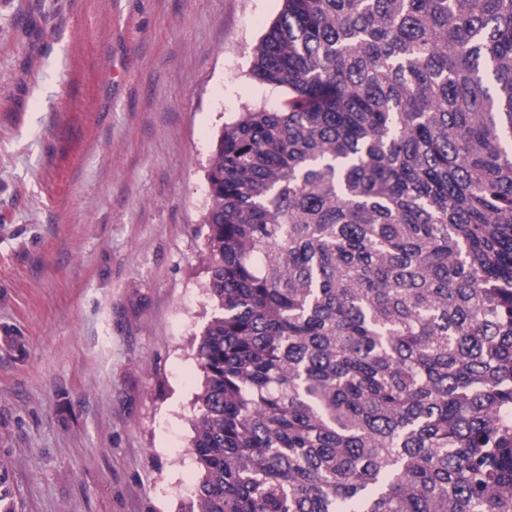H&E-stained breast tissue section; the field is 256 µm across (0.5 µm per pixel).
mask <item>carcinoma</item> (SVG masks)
<instances>
[{"label":"carcinoma","instance_id":"cac0c4a2","mask_svg":"<svg viewBox=\"0 0 512 512\" xmlns=\"http://www.w3.org/2000/svg\"><path fill=\"white\" fill-rule=\"evenodd\" d=\"M249 74L188 512H512V0H282Z\"/></svg>","mask_w":512,"mask_h":512}]
</instances>
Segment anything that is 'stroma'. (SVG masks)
Returning a JSON list of instances; mask_svg holds the SVG:
<instances>
[{
    "label": "stroma",
    "mask_w": 512,
    "mask_h": 512,
    "mask_svg": "<svg viewBox=\"0 0 512 512\" xmlns=\"http://www.w3.org/2000/svg\"><path fill=\"white\" fill-rule=\"evenodd\" d=\"M282 0H0V461L16 512H187L206 170Z\"/></svg>",
    "instance_id": "35a3bbf8"
}]
</instances>
